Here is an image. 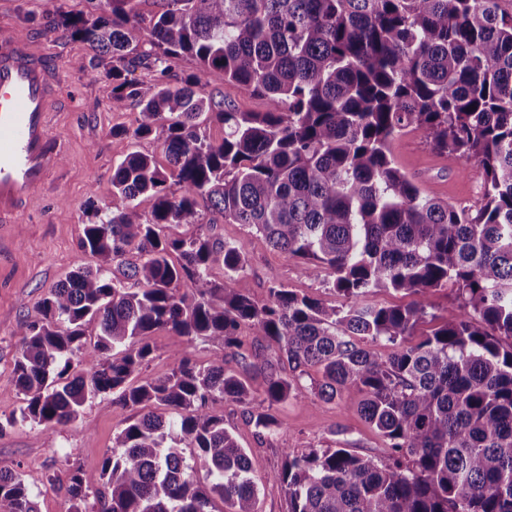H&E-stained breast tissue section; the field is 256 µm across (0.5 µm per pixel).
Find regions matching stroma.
I'll return each instance as SVG.
<instances>
[{
    "mask_svg": "<svg viewBox=\"0 0 512 512\" xmlns=\"http://www.w3.org/2000/svg\"><path fill=\"white\" fill-rule=\"evenodd\" d=\"M108 11L107 0H0V29L24 31L38 52L60 57L66 79L62 102L50 118V132L61 163L45 193L32 201L24 223L0 232V472L21 477L31 491L39 512H67L64 485L67 464L75 462L89 473L97 472L116 433L138 416V409L95 398L85 402L78 418L66 425L38 426L19 421L22 395L11 388L14 361L21 347L16 333L20 322L41 316V304L67 275L94 259L83 251L81 239L87 222L85 207L112 205V175L130 152L153 157L160 168L168 162L163 150V130L132 140L125 130L138 112L136 105L112 110V83L103 65L84 42L51 30L57 9ZM96 110H89V103ZM398 166L429 195L473 208L483 195V170L475 162L435 152L426 138L403 131L391 143ZM201 221L172 227L173 235L191 238L214 233L241 245L249 262L248 286L256 302H264L267 290L282 285L321 300L340 304V297L327 284L323 270L305 271L300 260L273 250L262 234L245 224H230L208 203H200ZM153 348L143 376L161 378L173 368L175 351L190 349L198 365L213 358L212 347H188L185 337L161 329L148 338ZM358 396L327 402L311 394L279 404L273 414L279 422L270 435L258 436L249 416L235 403L213 408L225 428L244 448L251 462V475L259 487L257 512H288L284 487L271 481L287 455L304 452L307 445L345 448L358 455L385 461L383 437L363 418Z\"/></svg>",
    "mask_w": 512,
    "mask_h": 512,
    "instance_id": "1",
    "label": "stroma"
}]
</instances>
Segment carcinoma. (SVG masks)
I'll return each instance as SVG.
<instances>
[{"instance_id":"obj_1","label":"carcinoma","mask_w":512,"mask_h":512,"mask_svg":"<svg viewBox=\"0 0 512 512\" xmlns=\"http://www.w3.org/2000/svg\"><path fill=\"white\" fill-rule=\"evenodd\" d=\"M109 2L100 15L60 8L51 27L105 64L113 110L138 102L125 133L165 127L169 169L138 151L116 166L120 204L86 207L81 248L96 268L72 272L42 317L18 327L12 385L24 406L7 423L66 425L108 395L140 410L98 472L68 466V512H212L216 498L225 512H255L249 458L213 406H244L264 436L291 398L355 391L388 462L346 448L290 455L272 476L288 512H512V14L498 0H162L146 19L139 0ZM141 24L150 54L130 48ZM179 56L197 67L173 86L167 61ZM135 66L153 81L129 79ZM221 75L269 110L239 112L206 93ZM205 114L220 139L201 130ZM406 129L482 167L478 208L424 194L395 165L390 145ZM201 200L323 269L340 305L282 285L259 304L240 246L163 233L200 223ZM450 282L461 302L405 345L430 293ZM387 289L412 301L370 300ZM243 326L257 342L239 336ZM160 328L214 347V358L199 367L182 350L165 377H139ZM383 342L385 356L373 350ZM227 351L240 370L224 368ZM77 355L85 369L70 379ZM0 512H37L21 478L0 473Z\"/></svg>"}]
</instances>
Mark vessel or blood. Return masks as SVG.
I'll use <instances>...</instances> for the list:
<instances>
[{
    "label": "vessel or blood",
    "instance_id": "1",
    "mask_svg": "<svg viewBox=\"0 0 512 512\" xmlns=\"http://www.w3.org/2000/svg\"><path fill=\"white\" fill-rule=\"evenodd\" d=\"M61 65L0 31V223H21L28 202L59 164L48 116L61 85Z\"/></svg>",
    "mask_w": 512,
    "mask_h": 512
}]
</instances>
